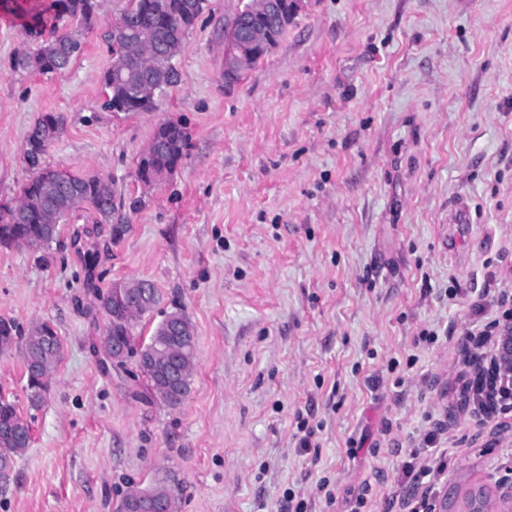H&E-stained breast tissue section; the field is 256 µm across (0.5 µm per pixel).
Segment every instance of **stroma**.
<instances>
[{
  "label": "stroma",
  "instance_id": "1",
  "mask_svg": "<svg viewBox=\"0 0 512 512\" xmlns=\"http://www.w3.org/2000/svg\"><path fill=\"white\" fill-rule=\"evenodd\" d=\"M244 2L208 0L156 111L112 112L104 35L127 0H103L50 75L13 69L32 43L0 0V208L33 176L29 128L56 113L45 164L110 180L128 225L113 238L79 207L49 247L0 244V319L51 322L64 348L35 409L19 349L0 351V396L32 426L0 512H116L128 482L159 480L179 512H279L287 490L306 512H404L402 468L436 427L434 506L512 478V412L460 401L512 296V0H302L228 87ZM166 121L191 137L146 191L137 161ZM461 197L470 221L449 223ZM138 280L160 302L136 339L177 304L195 328L175 409L98 349L96 292Z\"/></svg>",
  "mask_w": 512,
  "mask_h": 512
}]
</instances>
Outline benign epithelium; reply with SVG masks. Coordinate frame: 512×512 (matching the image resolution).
<instances>
[{"label": "benign epithelium", "mask_w": 512, "mask_h": 512, "mask_svg": "<svg viewBox=\"0 0 512 512\" xmlns=\"http://www.w3.org/2000/svg\"><path fill=\"white\" fill-rule=\"evenodd\" d=\"M279 10L281 21H286L300 7L298 0H288L281 3L279 0H249L248 9L252 14L261 17L269 13L272 8ZM246 39L270 52L274 48L275 39L272 33L264 26L257 25L246 34ZM241 37L236 31L228 30L224 33V82L232 84L253 64L251 53L244 51L240 46ZM476 389L475 392L465 393V402L475 401L485 408L497 400L499 388L498 379L512 377V318L507 319L499 329L498 336L489 353L481 358H475Z\"/></svg>", "instance_id": "7a95c632"}]
</instances>
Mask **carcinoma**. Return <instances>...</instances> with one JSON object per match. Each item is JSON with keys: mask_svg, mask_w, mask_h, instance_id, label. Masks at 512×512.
Segmentation results:
<instances>
[{"mask_svg": "<svg viewBox=\"0 0 512 512\" xmlns=\"http://www.w3.org/2000/svg\"><path fill=\"white\" fill-rule=\"evenodd\" d=\"M203 0H138L134 13L122 12L118 20L107 32V41L117 45L122 53L112 57V62L121 64L125 82L114 85L103 82L106 95L105 106L119 112H153L154 104L139 102L133 88L143 81L161 88L172 85L179 78L171 64V57L180 53L186 37L191 32L198 12L195 7ZM50 9L56 11V18H74L80 25L69 28L57 36L55 28H50V36H45L44 16L35 12L29 16L28 29L36 48L31 52L18 54L13 68L53 74L69 68L73 60L83 51V35L88 24L99 9V0H53ZM240 31L250 26L269 25L275 37L280 38L285 28L275 25V18L260 19L242 9L235 15ZM61 116L47 113L34 124L35 132L42 131L47 136H55L63 129ZM160 133L167 139L168 149H159L150 159H139L137 169L148 164L173 174L181 165L189 133L182 124L166 123ZM47 146L31 135L25 141L24 157L32 168L42 165V154ZM90 206L108 223L116 213L114 193L111 184L96 175H74L65 170L58 172L56 183L44 178H33L21 189L18 202L0 214V242L15 243L17 239L36 242L43 248L56 237L59 224L75 208V201ZM149 291L146 304L140 309L137 318L150 313L159 302V295L153 284L147 281L115 284L95 295L98 307L105 317L100 342L112 345L122 344L123 357L116 366L126 368L135 364L141 376L148 382L151 399L159 400L169 407L181 405L191 391V378L196 336L194 326L187 315H182L181 328H176L170 315H165L158 324L147 344L135 343L133 326L135 320L127 317L125 309L130 295L134 292ZM20 344L27 374L28 386L32 391L31 402L39 401L40 390L53 375L63 357V344L54 326L39 322L23 329L13 320L0 319V345ZM180 347L182 361L189 372L178 383L169 381L165 366L153 359L155 348ZM32 442L30 425L17 406L0 398V486L8 484L13 476L15 464L23 457ZM147 494L165 503L168 512H177L176 501L168 488L161 484L146 488L133 487L120 500L117 512H139L140 496Z\"/></svg>", "mask_w": 512, "mask_h": 512, "instance_id": "1", "label": "carcinoma"}]
</instances>
